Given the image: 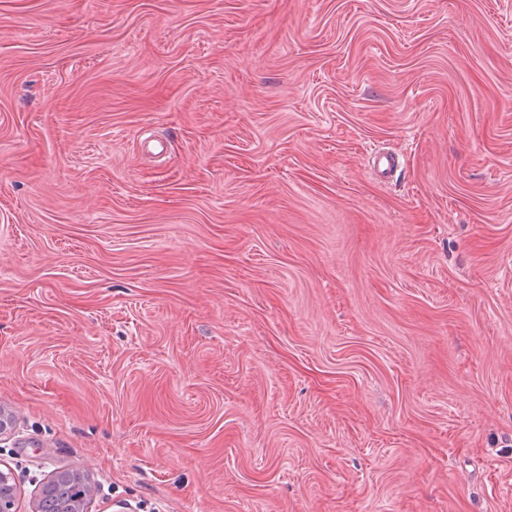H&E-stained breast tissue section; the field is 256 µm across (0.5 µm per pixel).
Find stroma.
<instances>
[{"label":"stroma","mask_w":512,"mask_h":512,"mask_svg":"<svg viewBox=\"0 0 512 512\" xmlns=\"http://www.w3.org/2000/svg\"><path fill=\"white\" fill-rule=\"evenodd\" d=\"M0 406L17 512H512V0H0Z\"/></svg>","instance_id":"1"}]
</instances>
